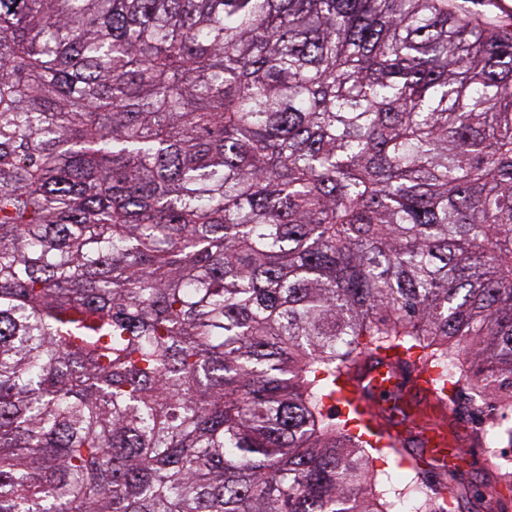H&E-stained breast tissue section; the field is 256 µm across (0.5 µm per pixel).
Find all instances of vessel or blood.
<instances>
[{"label":"vessel or blood","mask_w":512,"mask_h":512,"mask_svg":"<svg viewBox=\"0 0 512 512\" xmlns=\"http://www.w3.org/2000/svg\"><path fill=\"white\" fill-rule=\"evenodd\" d=\"M355 384L387 433L400 445L420 449L423 470L446 473L448 450L458 445L461 424L440 401L433 370H403L372 361Z\"/></svg>","instance_id":"vessel-or-blood-1"}]
</instances>
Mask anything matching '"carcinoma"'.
Instances as JSON below:
<instances>
[{
    "instance_id": "obj_1",
    "label": "carcinoma",
    "mask_w": 512,
    "mask_h": 512,
    "mask_svg": "<svg viewBox=\"0 0 512 512\" xmlns=\"http://www.w3.org/2000/svg\"><path fill=\"white\" fill-rule=\"evenodd\" d=\"M375 356L512 410L511 23L0 0V512H392Z\"/></svg>"
}]
</instances>
